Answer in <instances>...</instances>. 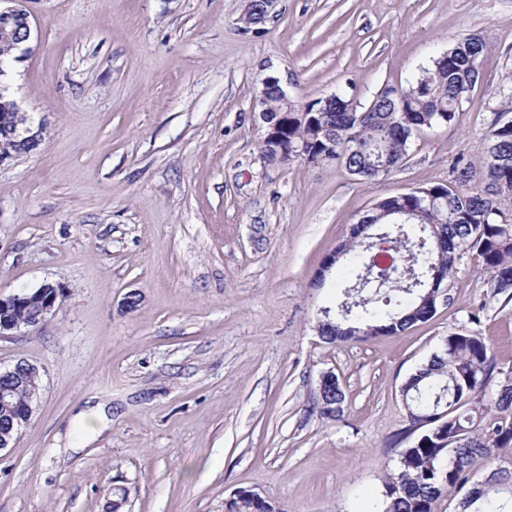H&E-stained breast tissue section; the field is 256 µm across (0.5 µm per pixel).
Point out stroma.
I'll list each match as a JSON object with an SVG mask.
<instances>
[{"mask_svg":"<svg viewBox=\"0 0 512 512\" xmlns=\"http://www.w3.org/2000/svg\"><path fill=\"white\" fill-rule=\"evenodd\" d=\"M37 38L16 100L40 147L0 165V295L53 284L38 329L0 336V370L35 364L40 399L0 450V512H224L240 490L274 512H373L407 425L400 389L449 333L512 367V301L477 252L453 305L405 332L328 345L342 300L327 254L378 198L483 167L511 120L512 0H23ZM471 35L481 79L451 125L422 129L379 184L336 163L264 162L265 77L303 103L369 104ZM137 294L135 308L124 305ZM479 322H470V314ZM338 376L339 419L315 407ZM337 382H339V380L333 371L328 370V371L323 372L320 375L319 388H318L320 398H322L324 389L327 386L336 385ZM344 401H345L344 391H343L341 383L339 382L336 385V403H335L334 394H332V396H330V397L327 396L325 404L318 403L319 412L323 416L337 419L343 415ZM335 404H336V409L334 408Z\"/></svg>","mask_w":512,"mask_h":512,"instance_id":"obj_1","label":"stroma"}]
</instances>
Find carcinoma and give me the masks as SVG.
I'll return each mask as SVG.
<instances>
[{
  "label": "carcinoma",
  "mask_w": 512,
  "mask_h": 512,
  "mask_svg": "<svg viewBox=\"0 0 512 512\" xmlns=\"http://www.w3.org/2000/svg\"><path fill=\"white\" fill-rule=\"evenodd\" d=\"M19 36L0 20V63H11ZM486 44L468 37L432 60L406 86L382 89L366 107L352 96L335 94L295 104L271 93L266 123L276 126L279 138L262 140V158L288 164L292 147L304 146L311 163H340L352 175L381 181L402 167L411 139L424 127L449 124L463 111L466 96L478 83ZM9 98L0 99V151L29 153L18 147L14 123L8 119ZM485 148L495 150L499 162L476 172L465 155L451 167L453 187L435 184L420 191L380 198L362 217V224L388 230L383 242L393 254L379 263L372 248L359 244L357 231L349 244L336 249L346 301L341 318L321 322L325 343L363 341L394 335L433 318L440 305L425 299L433 280L452 281L458 262L468 251L482 257L490 274L493 296L512 300V214L496 206L487 194L512 195V123L497 124ZM496 383L491 403L474 399L487 395ZM14 384L13 403L32 397L39 380L15 382L9 371L0 384ZM408 408L428 416L448 412V423L433 433L427 425L411 446L399 453L396 470L384 484L380 512H435L445 494L458 497L461 512H507L512 508V472L497 468L512 457V380L495 368L490 343L482 336L454 332L411 374L402 388ZM345 395L318 405L321 415H343ZM478 459L493 469L480 484H470V470Z\"/></svg>",
  "instance_id": "cac0c4a2"
}]
</instances>
